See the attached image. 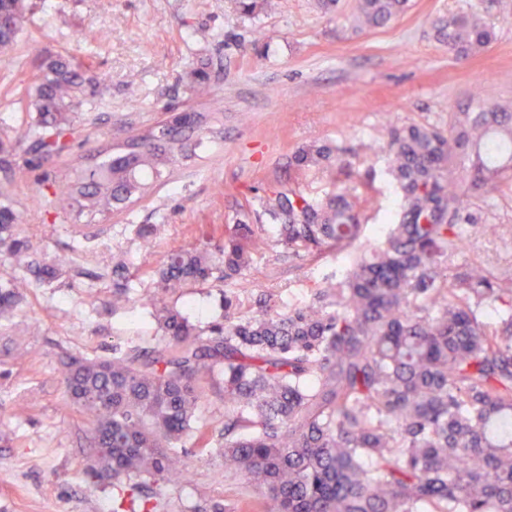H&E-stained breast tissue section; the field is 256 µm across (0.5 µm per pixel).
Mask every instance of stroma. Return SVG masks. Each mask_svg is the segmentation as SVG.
<instances>
[{"label": "stroma", "instance_id": "35a3bbf8", "mask_svg": "<svg viewBox=\"0 0 512 512\" xmlns=\"http://www.w3.org/2000/svg\"><path fill=\"white\" fill-rule=\"evenodd\" d=\"M501 0H412L386 24L353 23L356 0H338L324 13L318 0H263L247 16L239 0H27L14 49L0 53V186H8L33 252L65 262L58 279L31 281L12 313L0 316V512H101L112 485L92 480L84 463L92 425L68 404L62 362L99 359L160 337L145 298L152 272L168 250L202 242L231 223L239 203L267 186L291 182L309 199L334 187L335 170H297L294 154L313 144L342 149L353 176L347 185L373 204L363 213L370 233L384 228L397 191L387 174L389 126L448 130L470 95L512 107V16ZM472 12L495 28L496 39L465 60L435 37L440 18ZM106 41L84 36L88 28ZM64 52L92 66L102 82L82 102L67 148L42 161L51 182L14 181L17 169L41 161L39 149L19 139L28 112L19 103L40 54ZM206 65L214 96L192 97L189 76ZM180 103L224 115V137L182 161L164 185L98 223L38 207L92 147L155 124ZM464 245L448 255L449 270L482 266L512 287V176L465 199ZM500 233H491V226ZM252 268L227 283L167 296L199 328L221 321L225 294L244 313L269 299L277 308L306 303L314 288L344 263L326 254L295 266L265 223ZM122 255L131 301L112 305V257ZM197 417L211 430V450L200 454L192 437L174 442L186 463L183 479L162 486L164 512L245 506L261 512L262 498L244 479L224 470V396L221 384L202 397Z\"/></svg>", "mask_w": 512, "mask_h": 512}]
</instances>
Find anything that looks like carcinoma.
Wrapping results in <instances>:
<instances>
[{"mask_svg":"<svg viewBox=\"0 0 512 512\" xmlns=\"http://www.w3.org/2000/svg\"><path fill=\"white\" fill-rule=\"evenodd\" d=\"M409 0H358L356 21L374 27ZM26 0H0V51L12 49ZM458 59L495 39L476 15L438 28ZM35 118L23 133L42 158L65 150L81 98L100 76L65 53L49 55L30 76ZM192 90L212 95L208 74ZM224 113L192 112L146 126L98 147L90 167L74 169L53 193L55 209L103 221L169 178L176 164L214 132ZM390 173L401 191L388 229L369 248L359 198L338 185L321 202L272 186L261 209L249 200L224 240L172 250L148 299L163 346L134 348L105 360L64 363L71 405L93 423L86 472L112 478V512H159L155 486L179 480L185 464L170 445L195 438L204 384L224 383V470L263 496L262 512H512V289L478 265L450 277L463 199L508 173L512 112L480 98L454 113L450 133L418 125L387 131ZM334 149L295 155L301 169H324ZM0 188V242L13 266H30L20 214ZM299 263L347 253L336 277L309 302L286 311L264 304L252 315L224 294V322L200 330L163 296L227 281L251 268L262 218ZM24 283L0 284V315L17 304ZM130 300L129 279L112 284V307ZM493 305L496 328L480 308Z\"/></svg>","mask_w":512,"mask_h":512,"instance_id":"obj_1","label":"carcinoma"}]
</instances>
